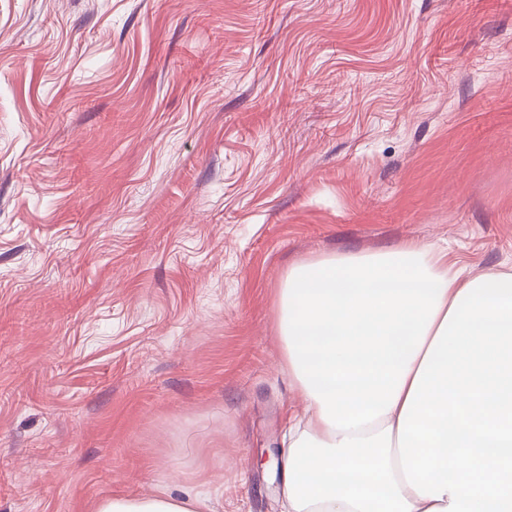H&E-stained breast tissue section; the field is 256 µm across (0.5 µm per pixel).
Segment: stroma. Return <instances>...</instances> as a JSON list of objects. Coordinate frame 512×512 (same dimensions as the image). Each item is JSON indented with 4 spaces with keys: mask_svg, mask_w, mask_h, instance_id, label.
I'll return each mask as SVG.
<instances>
[{
    "mask_svg": "<svg viewBox=\"0 0 512 512\" xmlns=\"http://www.w3.org/2000/svg\"><path fill=\"white\" fill-rule=\"evenodd\" d=\"M512 271V0H0V512H282L289 266ZM204 500L188 492L174 497L161 491L147 499L109 498L97 503L95 512H202Z\"/></svg>",
    "mask_w": 512,
    "mask_h": 512,
    "instance_id": "35a3bbf8",
    "label": "stroma"
}]
</instances>
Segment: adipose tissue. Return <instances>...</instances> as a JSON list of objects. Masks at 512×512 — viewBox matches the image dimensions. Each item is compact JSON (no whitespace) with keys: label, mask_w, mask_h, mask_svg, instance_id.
I'll return each instance as SVG.
<instances>
[{"label":"adipose tissue","mask_w":512,"mask_h":512,"mask_svg":"<svg viewBox=\"0 0 512 512\" xmlns=\"http://www.w3.org/2000/svg\"><path fill=\"white\" fill-rule=\"evenodd\" d=\"M283 512H512V272L409 242L291 265ZM188 492L95 512H201Z\"/></svg>","instance_id":"1"}]
</instances>
